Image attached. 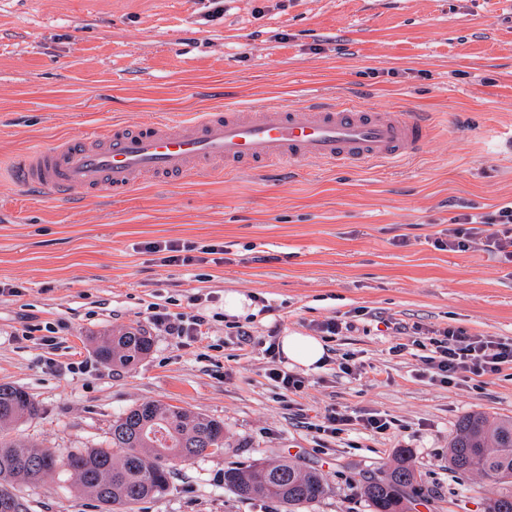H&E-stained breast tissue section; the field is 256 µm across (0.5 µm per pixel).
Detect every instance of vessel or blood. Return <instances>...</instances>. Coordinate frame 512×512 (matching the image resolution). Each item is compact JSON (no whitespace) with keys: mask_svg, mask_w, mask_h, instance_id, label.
<instances>
[{"mask_svg":"<svg viewBox=\"0 0 512 512\" xmlns=\"http://www.w3.org/2000/svg\"><path fill=\"white\" fill-rule=\"evenodd\" d=\"M431 131L427 116L396 108L312 101L298 117L252 104L207 112L176 127L157 119L135 128L115 125L76 144L37 145L15 157L13 172L27 189L119 196L148 177L169 181L220 166L241 171L395 163L422 149Z\"/></svg>","mask_w":512,"mask_h":512,"instance_id":"1","label":"vessel or blood"}]
</instances>
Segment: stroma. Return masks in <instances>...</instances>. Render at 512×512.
<instances>
[{
	"label": "stroma",
	"instance_id": "stroma-1",
	"mask_svg": "<svg viewBox=\"0 0 512 512\" xmlns=\"http://www.w3.org/2000/svg\"><path fill=\"white\" fill-rule=\"evenodd\" d=\"M315 97L427 114L424 149L395 167L196 174L145 180L115 198L19 187L18 153L79 141L118 123H175L260 101L302 111ZM512 0H0V384L24 387L39 414L12 437L59 460L108 446L112 422L159 401L223 421L224 451L178 463L165 494L132 512H283L224 487V471L292 460L328 492L302 512H372L363 489L406 454L421 479L413 512H484L491 479L448 467L460 418L512 417V367L454 384L430 381L414 327L512 339V263L478 245L434 241L455 205L512 202ZM224 246L222 264L160 265L145 245ZM208 293L207 336L156 329L150 304ZM269 312L224 317V295ZM322 336L328 360L285 398L268 377L270 337ZM55 326L53 344L20 339ZM152 338L122 368L92 339L123 328ZM250 331L243 343L237 329ZM320 335V334H319ZM351 373H344L342 363ZM394 419L385 433L317 432L329 408ZM30 512H96L71 473L16 486Z\"/></svg>",
	"mask_w": 512,
	"mask_h": 512
}]
</instances>
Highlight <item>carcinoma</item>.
<instances>
[{
	"instance_id": "1",
	"label": "carcinoma",
	"mask_w": 512,
	"mask_h": 512,
	"mask_svg": "<svg viewBox=\"0 0 512 512\" xmlns=\"http://www.w3.org/2000/svg\"><path fill=\"white\" fill-rule=\"evenodd\" d=\"M152 340L141 330L105 336L94 349L104 364L131 366L149 354ZM39 413L38 401L23 387L0 384V512H29L15 483L46 484L58 465L48 448H30L6 434L10 426ZM224 449V423L183 407L146 401L112 422L111 447L81 448L69 454L66 467L100 512H130L132 506L164 493L173 462H185ZM449 467L479 473L494 481L485 512H512V418L482 412L464 416L448 450ZM417 476L405 457L381 477L367 482L364 495L373 512H409ZM224 486L243 499L279 503L285 512L326 494L321 476L290 461L224 470Z\"/></svg>"
}]
</instances>
